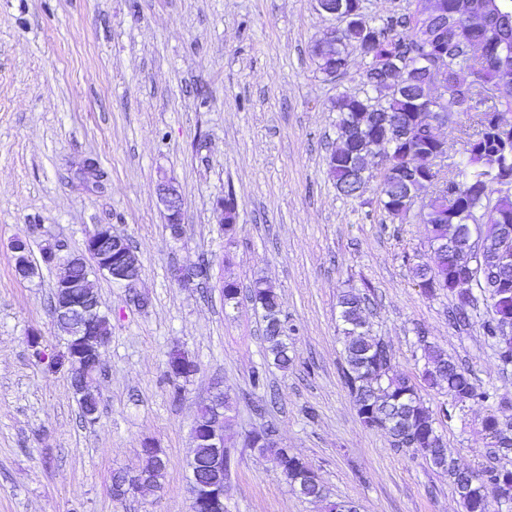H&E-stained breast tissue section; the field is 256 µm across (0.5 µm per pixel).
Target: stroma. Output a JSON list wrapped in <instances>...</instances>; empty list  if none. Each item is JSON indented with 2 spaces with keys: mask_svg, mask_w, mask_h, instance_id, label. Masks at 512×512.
I'll use <instances>...</instances> for the list:
<instances>
[{
  "mask_svg": "<svg viewBox=\"0 0 512 512\" xmlns=\"http://www.w3.org/2000/svg\"><path fill=\"white\" fill-rule=\"evenodd\" d=\"M317 0H0V512H189L191 427L216 391L233 399L237 433L274 427L285 447L314 467L332 499L359 512H463L447 476L391 449L366 428L341 377L336 306L348 289L375 296L372 335L395 354L397 372L423 368L426 330L449 357L495 386L512 417V369L503 370L479 321L448 322L451 296L422 293L412 266L430 252L420 206L403 221L382 208L378 178L364 194H340L327 157L338 137L332 102L355 92L365 67L327 79L312 53L332 27ZM477 112L452 113L438 135L449 166L464 165ZM96 159L95 187L77 171ZM183 190L185 231L173 239L156 185ZM233 194L238 224L224 234L217 199ZM128 236L144 265L148 308L103 276L94 286L112 336L97 380L100 419L84 423L66 369L49 370L27 344L62 351L49 301L47 243L84 251L98 225ZM27 235L36 276L15 273L11 242ZM206 263L205 284L183 288L172 265ZM264 279L281 295L296 360L265 358L260 310L225 304L224 280ZM199 371L180 399L165 378L171 351ZM267 389H254L253 370ZM489 404L469 401L437 431L460 468L491 465L482 421ZM153 441L168 459L159 490L115 501L113 472L138 466ZM226 512H323L294 495L271 458L238 447Z\"/></svg>",
  "mask_w": 512,
  "mask_h": 512,
  "instance_id": "35a3bbf8",
  "label": "stroma"
}]
</instances>
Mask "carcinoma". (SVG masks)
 <instances>
[{
    "mask_svg": "<svg viewBox=\"0 0 512 512\" xmlns=\"http://www.w3.org/2000/svg\"><path fill=\"white\" fill-rule=\"evenodd\" d=\"M479 13L485 24L473 29L466 14ZM373 30L354 24L336 33L333 43L326 49L313 48L319 69L328 75L332 68L350 62V47L359 46L367 64L376 60L397 58L408 72L410 80L403 88H394L381 81L361 92H342L333 103L338 112V128L346 126L357 116H365L363 130L356 148L366 152L374 141H385L389 146L381 149L384 167L378 185L383 209L390 213L407 207L405 179L413 172L427 178L437 177L436 154L440 143L428 136L414 134L399 143L393 140L395 130L412 123L422 115L438 121H448L452 112L468 111L485 105L480 111V130L468 144V161L454 175L439 182L431 208V255L412 267L413 278L425 293L436 290L451 294L455 302L468 294L472 304L468 308L454 306L450 318L458 322L470 319L476 309L477 294H487L491 300L490 312L482 319L480 327L484 339L494 350L503 367L512 365V335L502 334V327L512 321V269L498 264L495 235L502 224L512 225V193H501L490 188V183L505 172H512V131H499L494 125L497 113L512 110V0H440L438 13L430 16L419 10L408 14H392L378 23H370ZM438 65L448 71L446 95L435 96L429 89L426 71ZM467 71L485 85L490 86L491 103H466L460 73ZM495 157L499 166L487 165ZM360 167V158L352 163L341 159H328L329 174L338 191L352 196L348 190L351 169ZM491 225L482 250L481 269L475 274L474 287L462 288L454 275L460 267L463 254V236L471 225ZM92 268L85 257L74 256L71 279L74 288L70 296L79 299L86 294L97 296L90 280ZM479 293H474V290ZM250 298L262 311L266 356L282 370H287L294 356L285 342L286 321L282 319V298L271 285L262 279L253 281ZM339 317L343 323L342 378L357 415L369 429L384 433L391 449L405 451L400 443H408L414 454L421 456L432 467L448 474L454 488L470 484V512H489L490 500H496L498 512H512V501L503 504L498 491L503 484L512 482V468L486 466L478 472L459 468L452 454L441 443L436 424L452 419V410L442 403L431 407L419 395L420 386L430 389L447 388L454 403L479 399L489 402L496 398V391L481 388L469 369L448 357L424 334H418V345L425 360L416 383L403 374L392 372L394 354L381 338L369 335L371 324L367 317L368 299L365 293L349 289L337 300ZM97 355L89 352L79 364L66 363L70 384L87 423L98 420L99 399L93 390L98 374L95 366ZM180 354H169L165 375L172 384L174 394H182L183 383L191 376L172 371ZM214 417V406H202L195 417L192 431L193 457L189 461L190 512H221L219 509L195 507L196 484L205 483L203 470L211 455V442L203 432ZM224 489H229L235 463V442L227 433L229 423H224ZM483 430L491 439L494 454L507 457L512 454V418H501L489 413L483 421ZM246 446L273 458L287 484L309 468L303 460L284 461L283 449L273 447L255 432L246 435Z\"/></svg>",
    "mask_w": 512,
    "mask_h": 512,
    "instance_id": "cac0c4a2",
    "label": "carcinoma"
}]
</instances>
